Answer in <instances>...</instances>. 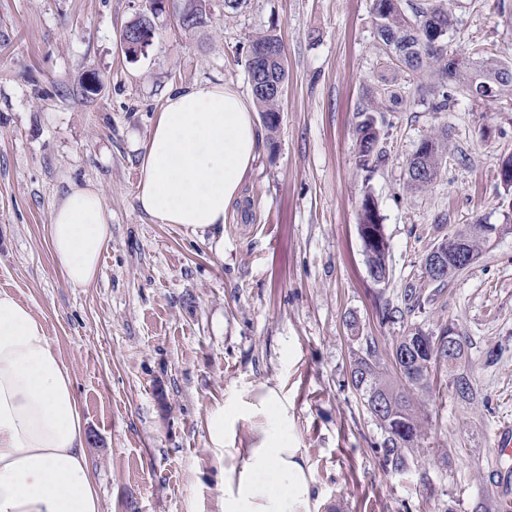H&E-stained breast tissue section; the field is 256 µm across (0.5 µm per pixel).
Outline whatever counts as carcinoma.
Wrapping results in <instances>:
<instances>
[{
    "instance_id": "obj_1",
    "label": "carcinoma",
    "mask_w": 512,
    "mask_h": 512,
    "mask_svg": "<svg viewBox=\"0 0 512 512\" xmlns=\"http://www.w3.org/2000/svg\"><path fill=\"white\" fill-rule=\"evenodd\" d=\"M193 21L185 26L190 30L199 28L211 19L207 0H192L190 3ZM373 23L385 55V66L391 69H405L415 76L429 77L426 89L420 91L422 102L434 112H446L454 102L448 94V83L456 85V92L468 98L472 89L489 77L501 79L500 94H512V66L493 58H481L477 65L468 61H449L455 53L449 33L457 20L445 3L425 6L414 0H374L372 7ZM268 48L270 53L262 60L247 59V71H255L251 85L262 123L269 135H274L279 126V112L282 94L276 88H284L288 79L286 52L282 39L273 33H263L254 37L250 48ZM385 105L373 100L358 112L356 126L357 165L367 172L382 162L384 154L380 147L381 129L375 113L383 111ZM448 144L445 138L430 136L423 139L407 168V187L412 191H422L434 184L442 171ZM360 230L374 229L377 241L363 243L367 267L376 270L384 279H389V244L373 197L364 195L359 214ZM486 245V238L473 231V225L452 233L441 240L439 246L448 256L464 251L473 257ZM424 307L421 291L413 285L404 289V308H392L386 304L381 308V320L389 323L402 321L405 316L414 314ZM464 351H459L454 362L441 357L433 361L425 351L415 350L410 356L411 372L405 384L395 386L387 379L377 340L365 337V348L352 357L350 378L358 392L362 404L373 417L385 437L379 448L386 465L392 472L401 474L410 467L415 451L420 448L423 436L420 418L415 412L409 392L413 390L428 393L431 391L432 374L441 366H448L449 386L455 388L464 378L461 371ZM385 401V408L376 410L375 401Z\"/></svg>"
}]
</instances>
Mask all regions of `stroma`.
Listing matches in <instances>:
<instances>
[{"label": "stroma", "instance_id": "35a3bbf8", "mask_svg": "<svg viewBox=\"0 0 512 512\" xmlns=\"http://www.w3.org/2000/svg\"><path fill=\"white\" fill-rule=\"evenodd\" d=\"M208 26L174 11L154 20L145 55L124 27L139 0H0V290L29 305L68 367L86 422L100 512H219L224 461L208 418L224 407V445L252 447L275 391L313 478V512H476L512 493V459L496 436L512 422V97L457 96L448 111L419 103L416 82L380 65L373 0H248L236 13L209 0ZM453 47L512 64V0H452ZM281 36L288 64L279 127L262 138L242 194L226 212L224 252L136 200L139 147L167 94L223 82L244 95L249 45ZM387 158L356 162V111L378 86ZM448 134V158L426 190L407 187L423 138ZM75 186L97 189L112 228L95 283L72 287L46 226ZM390 246L375 284L359 235L364 194ZM497 228L489 246L409 323L452 327L478 398L460 402L439 372L419 398L424 439L396 474L383 432L350 381L360 333L389 355L402 323H382L443 235Z\"/></svg>", "mask_w": 512, "mask_h": 512}]
</instances>
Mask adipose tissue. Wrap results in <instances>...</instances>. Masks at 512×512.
Returning a JSON list of instances; mask_svg holds the SVG:
<instances>
[{"label": "adipose tissue", "instance_id": "1", "mask_svg": "<svg viewBox=\"0 0 512 512\" xmlns=\"http://www.w3.org/2000/svg\"><path fill=\"white\" fill-rule=\"evenodd\" d=\"M260 132L236 88L196 83L171 91L140 146L136 199L160 224L220 237L226 209L241 195ZM66 281L90 286L112 240L100 192L72 189L47 226ZM259 442L224 445V412L209 420L211 445L228 458L223 512H311L312 477L285 414L268 393ZM0 512H99L88 464L85 422L70 371L45 325L26 304L0 291Z\"/></svg>", "mask_w": 512, "mask_h": 512}]
</instances>
